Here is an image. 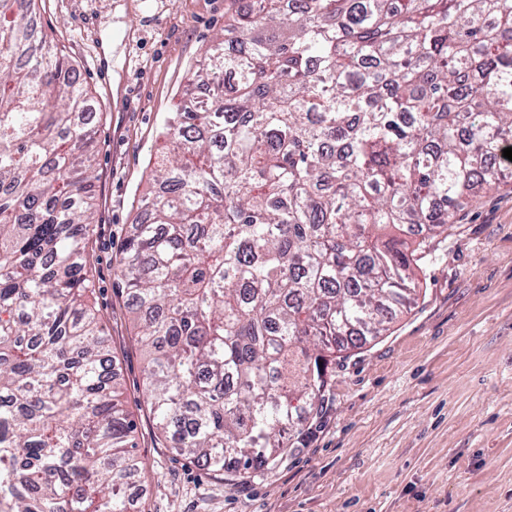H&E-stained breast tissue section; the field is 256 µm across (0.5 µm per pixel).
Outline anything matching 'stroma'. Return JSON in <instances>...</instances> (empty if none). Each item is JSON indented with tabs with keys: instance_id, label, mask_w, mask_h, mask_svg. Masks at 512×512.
Masks as SVG:
<instances>
[{
	"instance_id": "1",
	"label": "stroma",
	"mask_w": 512,
	"mask_h": 512,
	"mask_svg": "<svg viewBox=\"0 0 512 512\" xmlns=\"http://www.w3.org/2000/svg\"><path fill=\"white\" fill-rule=\"evenodd\" d=\"M230 0H41L39 29L70 55L97 125L92 299L137 425L139 512H512V175L458 210L415 271L419 296L385 336L336 362L322 417L288 454L230 482L160 440L117 270L149 190L167 113L224 32Z\"/></svg>"
}]
</instances>
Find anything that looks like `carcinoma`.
I'll use <instances>...</instances> for the list:
<instances>
[{"label": "carcinoma", "instance_id": "cac0c4a2", "mask_svg": "<svg viewBox=\"0 0 512 512\" xmlns=\"http://www.w3.org/2000/svg\"><path fill=\"white\" fill-rule=\"evenodd\" d=\"M36 2L0 0V512H132L145 466L90 301L91 96ZM224 29L117 279L158 438L245 480L512 166V0H252Z\"/></svg>", "mask_w": 512, "mask_h": 512}]
</instances>
